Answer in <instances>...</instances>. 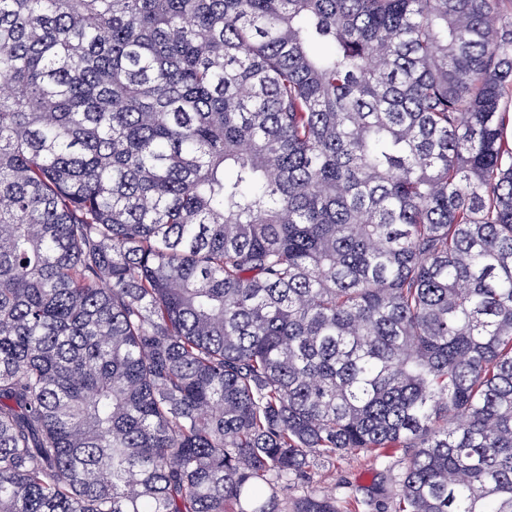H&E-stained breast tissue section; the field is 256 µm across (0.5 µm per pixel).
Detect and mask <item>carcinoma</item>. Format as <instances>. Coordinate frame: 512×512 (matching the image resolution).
I'll return each mask as SVG.
<instances>
[{"instance_id":"1","label":"carcinoma","mask_w":512,"mask_h":512,"mask_svg":"<svg viewBox=\"0 0 512 512\" xmlns=\"http://www.w3.org/2000/svg\"><path fill=\"white\" fill-rule=\"evenodd\" d=\"M512 0H0V512H512ZM391 458L374 459L369 453L356 451L336 463L335 467H318L311 475L309 488L336 495L346 506L349 495L360 499H384L398 494L399 480L405 467L401 451Z\"/></svg>"}]
</instances>
